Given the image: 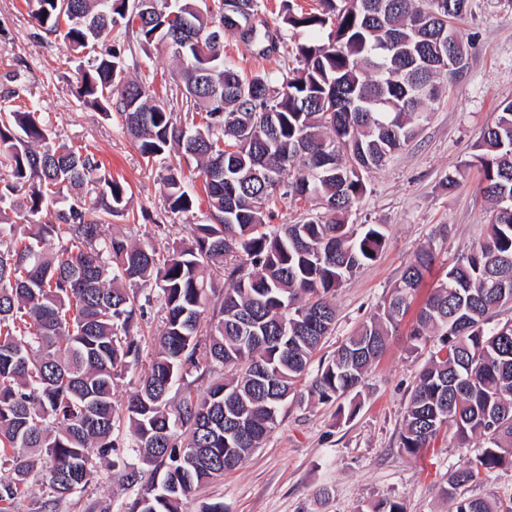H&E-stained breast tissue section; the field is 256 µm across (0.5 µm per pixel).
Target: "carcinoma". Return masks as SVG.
Wrapping results in <instances>:
<instances>
[{"label":"carcinoma","instance_id":"cac0c4a2","mask_svg":"<svg viewBox=\"0 0 512 512\" xmlns=\"http://www.w3.org/2000/svg\"><path fill=\"white\" fill-rule=\"evenodd\" d=\"M32 21L76 55V94L123 128L152 163L173 147L196 162L210 223L164 253L106 233L129 215V186L112 177L86 146L50 142L37 102L0 105V512L28 493L37 466L48 499L41 512L97 474L117 448L126 418L150 476L123 475L136 496L122 512H180L184 499L242 465L279 424L288 404L360 408L365 375L410 310L436 259L421 247L389 297L333 354L313 357L335 325L336 290L377 259L382 224L356 228L345 215L366 192L364 174L412 141L440 79L442 31L468 0H320L316 13H288L267 35L265 55L288 44V29L327 33L296 44L301 66L246 76L210 36L224 25V0H156L144 16L136 0H27ZM239 38L257 43L250 19ZM135 36L183 59L207 53L217 74L180 67L161 99L154 79H127L112 36ZM224 80V99L210 98ZM278 86H272V83ZM481 190L494 209L485 236L448 266L418 309L409 352L426 359L408 399L399 447L412 456L442 433L481 451L456 467L445 496L452 512H512V500L469 498L459 489L512 466V322L493 324L512 304V103L485 131L475 155ZM161 187L173 213L192 210L181 164L163 166ZM294 172L287 178L288 172ZM24 196V220L13 219ZM315 203L308 215L272 225L273 206ZM56 223L41 220L56 204ZM60 249L45 248L51 239ZM162 293L164 327L149 370L123 407L113 401L118 373L142 359L144 303L138 283ZM224 367L222 382L201 393L185 378L198 355ZM176 385L182 393L170 405Z\"/></svg>","mask_w":512,"mask_h":512}]
</instances>
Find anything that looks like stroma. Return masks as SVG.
<instances>
[{"mask_svg":"<svg viewBox=\"0 0 512 512\" xmlns=\"http://www.w3.org/2000/svg\"><path fill=\"white\" fill-rule=\"evenodd\" d=\"M453 26L467 48L462 73L444 83L415 139L366 174L367 191L347 216L354 225H385L389 238L375 261L338 288L336 324L325 352L376 312L422 246L433 245L437 261L417 293L421 300L449 264L486 233L491 205L480 190L473 159L486 127L512 101V0H469ZM224 53L250 76L296 66L293 54L259 55L230 32L224 35ZM75 66L69 48L32 22L25 0H0V104L10 91L37 101L52 141L94 148L132 191L135 217L114 219V231L132 243L167 251L188 238L193 225L208 223L207 199L199 197L189 213L170 212L159 167L145 164L120 122L72 95ZM449 174L457 180L450 190L443 186ZM413 321V315L405 316L366 375L365 402L353 418L338 417L332 403L288 405L261 447L187 497L181 512H203L212 503L223 504L224 512H367L371 503L389 498L402 499L406 512H451L443 490L456 466L478 453L479 444L460 448L445 435L415 457L400 448L409 392L424 362L408 351ZM118 442L113 459L99 463L95 480L61 500L54 512H119L134 497L122 475L125 467L138 465L139 455L129 432Z\"/></svg>","mask_w":512,"mask_h":512,"instance_id":"stroma-1","label":"stroma"}]
</instances>
